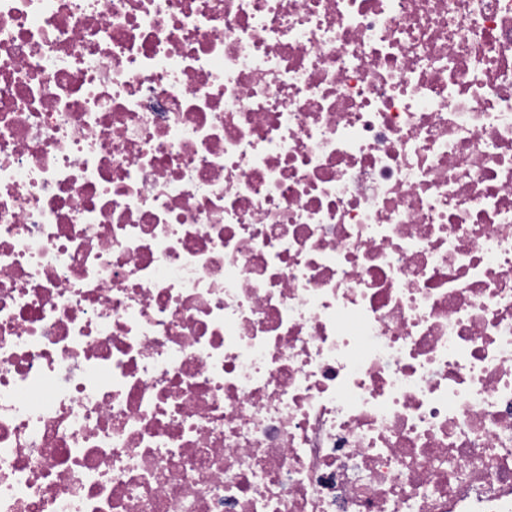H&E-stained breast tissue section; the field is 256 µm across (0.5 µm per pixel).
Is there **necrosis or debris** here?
I'll use <instances>...</instances> for the list:
<instances>
[{"instance_id": "necrosis-or-debris-1", "label": "necrosis or debris", "mask_w": 512, "mask_h": 512, "mask_svg": "<svg viewBox=\"0 0 512 512\" xmlns=\"http://www.w3.org/2000/svg\"><path fill=\"white\" fill-rule=\"evenodd\" d=\"M0 512H512V0H0Z\"/></svg>"}]
</instances>
